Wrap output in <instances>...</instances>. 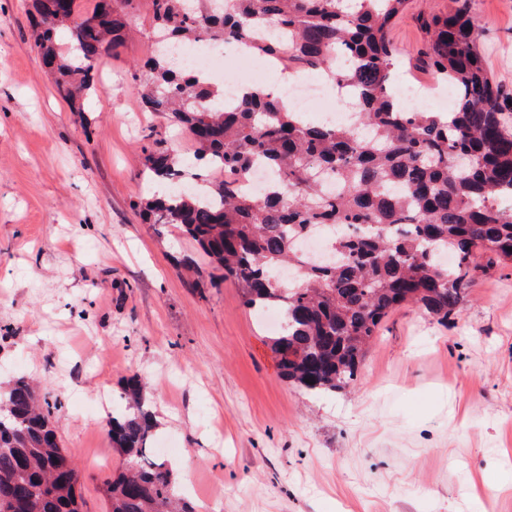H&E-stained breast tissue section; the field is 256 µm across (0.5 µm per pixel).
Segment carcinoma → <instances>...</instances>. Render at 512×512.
<instances>
[{
    "label": "carcinoma",
    "instance_id": "obj_1",
    "mask_svg": "<svg viewBox=\"0 0 512 512\" xmlns=\"http://www.w3.org/2000/svg\"><path fill=\"white\" fill-rule=\"evenodd\" d=\"M32 0L31 39L59 95L75 112L98 82L96 61L123 40L124 5ZM150 0L154 28L179 45L245 44L310 71L336 66L353 92L346 123H302L261 91L222 107L220 84L181 68L160 51L140 67L136 92L194 143L195 168L165 137L143 150V169L169 183L166 195L137 202L148 224H175L245 304L277 308L270 339L283 377L310 393L357 380L382 321L403 304L441 321L458 309L479 266L512 264V93L487 72L477 48L471 0H452L422 18V55L434 81L455 91L450 112L393 104L397 64L393 21L410 0ZM70 47L61 51L57 32ZM345 55L349 67L338 65ZM260 166L276 175L261 193L242 186ZM350 228L331 242L337 260L317 265L296 242L313 227ZM295 270L284 283L275 274ZM125 409L107 421L120 454L102 486L107 512H197L174 489L173 469L154 459L157 427L145 383L124 380ZM58 400L18 377L0 388V512H83L80 470L62 448Z\"/></svg>",
    "mask_w": 512,
    "mask_h": 512
}]
</instances>
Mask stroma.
Here are the masks:
<instances>
[{"label":"stroma","instance_id":"stroma-1","mask_svg":"<svg viewBox=\"0 0 512 512\" xmlns=\"http://www.w3.org/2000/svg\"><path fill=\"white\" fill-rule=\"evenodd\" d=\"M395 20L396 78L428 87L420 16ZM488 72L512 92V0H472ZM71 111L30 39L29 0H0V384L41 379L85 512H105L119 464L97 405L139 374L161 461L191 458L178 493L198 512H512V264L477 273L441 323L405 305L384 320L359 381L310 394L283 379L270 330L195 244L143 223L157 185L142 149L186 136L142 111L134 75L152 41L147 0Z\"/></svg>","mask_w":512,"mask_h":512}]
</instances>
